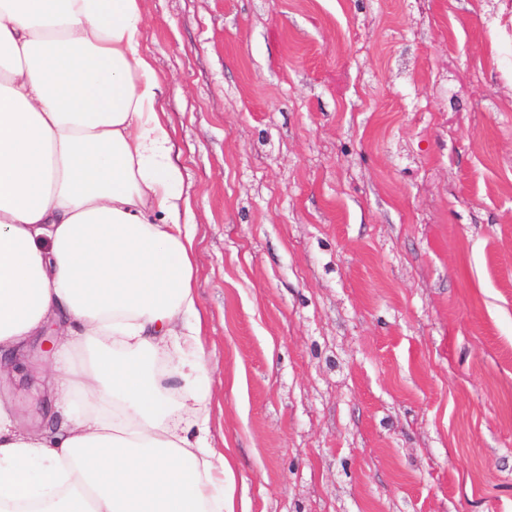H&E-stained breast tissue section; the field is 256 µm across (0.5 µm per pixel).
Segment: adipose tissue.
I'll return each mask as SVG.
<instances>
[{"label":"adipose tissue","instance_id":"adipose-tissue-1","mask_svg":"<svg viewBox=\"0 0 512 512\" xmlns=\"http://www.w3.org/2000/svg\"><path fill=\"white\" fill-rule=\"evenodd\" d=\"M143 28L139 0H0V377L49 327L57 356L85 353L61 383L82 408L59 425L23 430L0 399V512L228 509L193 225Z\"/></svg>","mask_w":512,"mask_h":512}]
</instances>
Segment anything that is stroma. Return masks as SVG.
I'll return each instance as SVG.
<instances>
[{"mask_svg":"<svg viewBox=\"0 0 512 512\" xmlns=\"http://www.w3.org/2000/svg\"><path fill=\"white\" fill-rule=\"evenodd\" d=\"M140 7L235 512H512V0Z\"/></svg>","mask_w":512,"mask_h":512,"instance_id":"1","label":"stroma"}]
</instances>
